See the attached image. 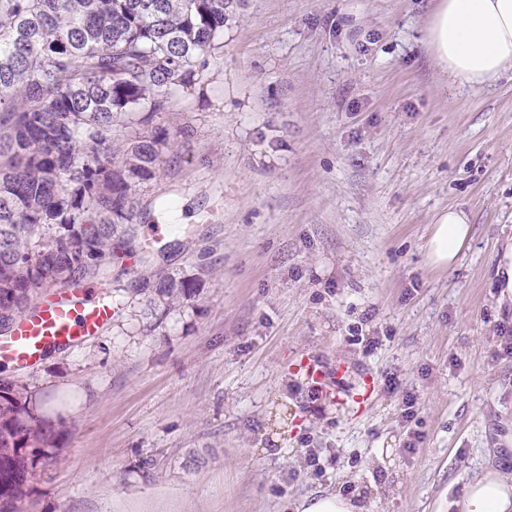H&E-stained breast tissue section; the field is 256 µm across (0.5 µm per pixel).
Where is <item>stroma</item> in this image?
Listing matches in <instances>:
<instances>
[{"label":"stroma","mask_w":512,"mask_h":512,"mask_svg":"<svg viewBox=\"0 0 512 512\" xmlns=\"http://www.w3.org/2000/svg\"><path fill=\"white\" fill-rule=\"evenodd\" d=\"M432 4L242 0L192 85L141 104L172 143L136 188L149 262L113 264L98 336L0 364L57 433L18 512H295L326 490L446 512L512 471V74L442 77ZM451 205L473 235L441 270L425 242ZM160 275L193 286L172 303Z\"/></svg>","instance_id":"35a3bbf8"}]
</instances>
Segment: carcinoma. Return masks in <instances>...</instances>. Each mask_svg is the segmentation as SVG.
I'll return each instance as SVG.
<instances>
[{
  "label": "carcinoma",
  "instance_id": "carcinoma-1",
  "mask_svg": "<svg viewBox=\"0 0 512 512\" xmlns=\"http://www.w3.org/2000/svg\"><path fill=\"white\" fill-rule=\"evenodd\" d=\"M233 0H0V323L50 283L107 276L135 247L133 187L159 175L167 130L112 147L222 48ZM154 288L174 301L189 285ZM52 425L0 381V512H17Z\"/></svg>",
  "mask_w": 512,
  "mask_h": 512
}]
</instances>
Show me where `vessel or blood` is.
Returning a JSON list of instances; mask_svg holds the SVG:
<instances>
[{
	"label": "vessel or blood",
	"mask_w": 512,
	"mask_h": 512,
	"mask_svg": "<svg viewBox=\"0 0 512 512\" xmlns=\"http://www.w3.org/2000/svg\"><path fill=\"white\" fill-rule=\"evenodd\" d=\"M112 314V307L84 284L59 289L18 317L8 337H0V363L35 367L47 351L98 335Z\"/></svg>",
	"instance_id": "b4317fda"
}]
</instances>
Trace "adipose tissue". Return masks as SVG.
Segmentation results:
<instances>
[{
	"mask_svg": "<svg viewBox=\"0 0 512 512\" xmlns=\"http://www.w3.org/2000/svg\"><path fill=\"white\" fill-rule=\"evenodd\" d=\"M428 54L441 75L480 89L512 70V0H434L423 27ZM471 231L467 213L438 212L426 242L429 262L453 268ZM459 512H512V473L488 467L473 476Z\"/></svg>",
	"mask_w": 512,
	"mask_h": 512,
	"instance_id": "obj_1",
	"label": "adipose tissue"
}]
</instances>
